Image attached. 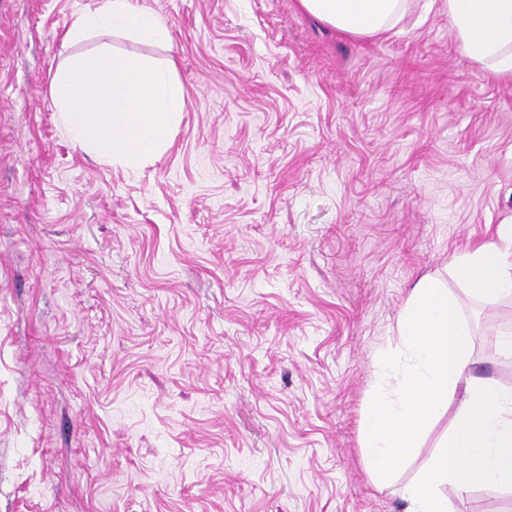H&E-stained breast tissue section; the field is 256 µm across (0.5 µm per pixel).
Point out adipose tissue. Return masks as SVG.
<instances>
[{
  "mask_svg": "<svg viewBox=\"0 0 512 512\" xmlns=\"http://www.w3.org/2000/svg\"><path fill=\"white\" fill-rule=\"evenodd\" d=\"M448 18L462 54L497 76L512 79V0H447ZM304 11L343 33L374 36L397 32L409 0H299ZM102 30L125 32L144 42H166L170 31L139 0H98L78 15L62 43ZM453 276L485 300L512 295V235L505 247L480 246L460 256ZM512 487V391L494 380L466 382L457 421L421 481L409 486L407 512H448L436 488Z\"/></svg>",
  "mask_w": 512,
  "mask_h": 512,
  "instance_id": "ef3b65f1",
  "label": "adipose tissue"
}]
</instances>
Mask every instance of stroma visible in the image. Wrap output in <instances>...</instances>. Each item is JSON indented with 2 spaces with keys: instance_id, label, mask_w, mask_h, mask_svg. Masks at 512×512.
I'll return each instance as SVG.
<instances>
[{
  "instance_id": "stroma-1",
  "label": "stroma",
  "mask_w": 512,
  "mask_h": 512,
  "mask_svg": "<svg viewBox=\"0 0 512 512\" xmlns=\"http://www.w3.org/2000/svg\"><path fill=\"white\" fill-rule=\"evenodd\" d=\"M144 4L170 42L66 49L94 0H0V512H406L457 406L384 486L361 422L420 278L458 301L466 376L512 388V298L450 275L512 221V80L462 55L446 0L370 37L298 0ZM103 44L174 60L184 92L135 170L75 145L50 96Z\"/></svg>"
}]
</instances>
